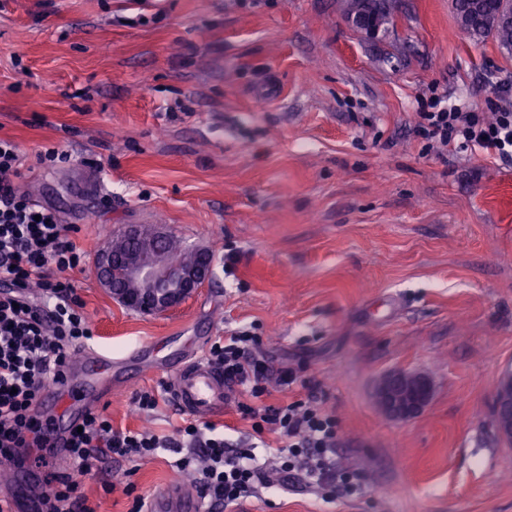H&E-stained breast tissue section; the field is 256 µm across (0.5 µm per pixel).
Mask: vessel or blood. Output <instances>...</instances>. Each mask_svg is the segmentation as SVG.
<instances>
[{"label": "vessel or blood", "instance_id": "obj_1", "mask_svg": "<svg viewBox=\"0 0 512 512\" xmlns=\"http://www.w3.org/2000/svg\"><path fill=\"white\" fill-rule=\"evenodd\" d=\"M204 343V337H188L187 355L182 359L160 355L152 343L140 344L138 351L149 360L152 369L168 374L170 398L177 409L195 417L208 418L223 412L225 401L231 397V389L224 382L223 372L202 357ZM78 363L82 371L81 385L66 380L50 392L51 409L57 417L51 442L57 447L64 445L69 429L81 422L77 407L102 400L107 393L105 385L112 376L109 357L86 352ZM206 509L202 495L181 483L154 494L145 507L146 512H206Z\"/></svg>", "mask_w": 512, "mask_h": 512}]
</instances>
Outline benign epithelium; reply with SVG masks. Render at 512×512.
Wrapping results in <instances>:
<instances>
[{
    "mask_svg": "<svg viewBox=\"0 0 512 512\" xmlns=\"http://www.w3.org/2000/svg\"><path fill=\"white\" fill-rule=\"evenodd\" d=\"M122 238L138 247L121 255L109 242L97 253L95 274L99 285L126 307L146 315L161 314L180 306L213 274L212 256L196 248L198 263L172 270L162 245L167 233L145 224H129ZM433 395V384L423 372L395 370L381 377L375 398L387 417L404 421L420 414ZM494 424L498 435L512 442V374L505 373L495 390Z\"/></svg>",
    "mask_w": 512,
    "mask_h": 512,
    "instance_id": "1",
    "label": "benign epithelium"
}]
</instances>
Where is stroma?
I'll use <instances>...</instances> for the list:
<instances>
[{
	"label": "stroma",
	"instance_id": "obj_1",
	"mask_svg": "<svg viewBox=\"0 0 512 512\" xmlns=\"http://www.w3.org/2000/svg\"><path fill=\"white\" fill-rule=\"evenodd\" d=\"M346 0H5L0 136L21 150L24 187L77 227L71 275L88 347L164 351L184 336L247 330L272 370L259 398L233 392L216 418L259 461L239 402L325 393L336 460L357 490L257 487L250 512H512V444L493 422L512 368V159L418 136L434 96L512 110V50L458 25L452 0H395L357 31ZM68 163L41 166L40 151ZM158 226L212 254L213 277L178 309L129 310L93 258L126 225ZM418 370L434 395L406 421L383 415L376 380ZM145 372L100 404L114 426L172 435V403H132ZM178 474L165 457L107 460L81 485L97 512H130Z\"/></svg>",
	"mask_w": 512,
	"mask_h": 512
}]
</instances>
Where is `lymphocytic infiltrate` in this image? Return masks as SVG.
<instances>
[{
    "mask_svg": "<svg viewBox=\"0 0 512 512\" xmlns=\"http://www.w3.org/2000/svg\"><path fill=\"white\" fill-rule=\"evenodd\" d=\"M419 135L441 146L457 141L499 156L512 157V113L485 115L440 108L424 112ZM23 177L17 144L0 137V459L37 469L39 493L29 512H96L80 491L81 480L106 459L134 462L171 453L170 465L192 476L204 498L234 512L257 484L273 475L302 479L311 485H334L340 471L333 458L336 419L308 402L283 406L240 404L255 434H277L278 466L268 473L251 449L226 448L213 424L186 423L173 435L117 429L103 413L88 411L82 432L72 433L68 466L46 467L49 435L55 421L36 414L34 406L47 382H60L71 352L92 330L84 303L68 275L79 269L86 253L72 238L73 226L58 213L34 203L21 188ZM209 360L224 369L230 386L248 388L259 397L269 368L249 332L214 343Z\"/></svg>",
    "mask_w": 512,
    "mask_h": 512,
    "instance_id": "1",
    "label": "lymphocytic infiltrate"
}]
</instances>
